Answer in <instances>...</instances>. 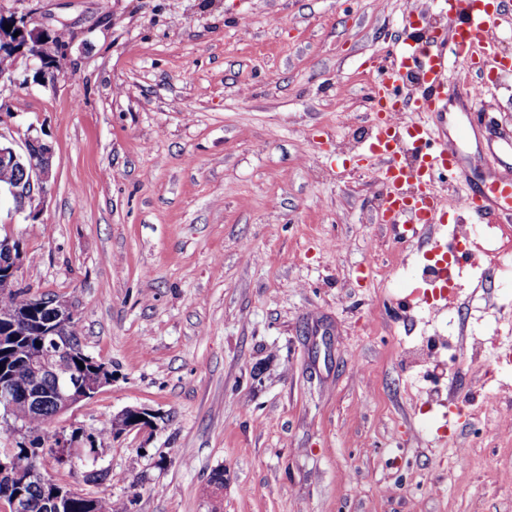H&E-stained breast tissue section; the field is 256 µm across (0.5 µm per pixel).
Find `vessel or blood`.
I'll return each instance as SVG.
<instances>
[{"label":"vessel or blood","mask_w":512,"mask_h":512,"mask_svg":"<svg viewBox=\"0 0 512 512\" xmlns=\"http://www.w3.org/2000/svg\"><path fill=\"white\" fill-rule=\"evenodd\" d=\"M512 17V0H448V25L420 38L409 33L397 45L393 71L413 69L420 73L425 90L413 96L379 79L373 90L376 114L365 156L378 162L385 194L380 209L382 223L399 239L423 233L425 225L445 221L442 204L434 191L436 180L449 175L455 182L456 206L464 212L493 209L501 223L512 222V169L500 168L489 186L478 188L460 173L461 148L484 124L482 115H467L456 137L441 134L436 115L442 102L475 99L476 88L489 87L499 60L491 32ZM469 59L479 73L475 84L453 80L448 70L449 54ZM417 113L404 121L405 113Z\"/></svg>","instance_id":"1"}]
</instances>
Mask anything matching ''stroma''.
I'll return each mask as SVG.
<instances>
[{"label": "stroma", "mask_w": 512, "mask_h": 512, "mask_svg": "<svg viewBox=\"0 0 512 512\" xmlns=\"http://www.w3.org/2000/svg\"><path fill=\"white\" fill-rule=\"evenodd\" d=\"M410 0H0L65 30L60 74L27 63L0 85V138L54 149L38 219L0 204L17 282L72 300L82 347L112 382L41 437L90 432L127 408L158 428L99 443L102 481L57 483L130 512H512L511 224L458 215L470 260L428 302L427 237L378 221L371 59ZM476 111L512 137V84ZM458 331L443 398L406 348ZM167 456L157 467L158 456Z\"/></svg>", "instance_id": "stroma-1"}]
</instances>
